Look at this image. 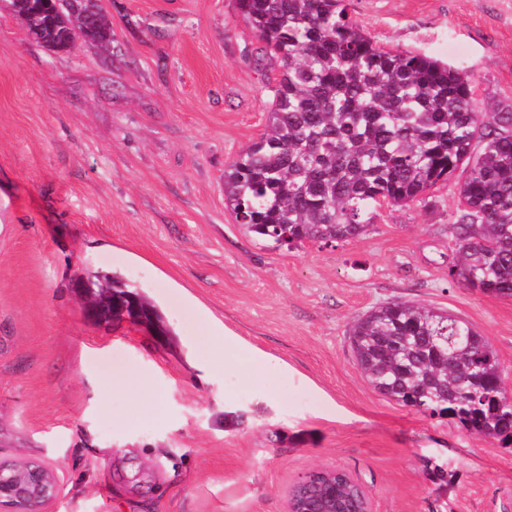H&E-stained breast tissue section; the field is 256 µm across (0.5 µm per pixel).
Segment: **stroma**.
Wrapping results in <instances>:
<instances>
[{"label":"stroma","instance_id":"obj_1","mask_svg":"<svg viewBox=\"0 0 512 512\" xmlns=\"http://www.w3.org/2000/svg\"><path fill=\"white\" fill-rule=\"evenodd\" d=\"M112 44L55 53L0 0V458L55 470L51 512H286L316 469L373 512H512V443L407 408L361 376L354 318L398 300L449 312L496 350L512 392V298L448 277L455 184L378 208L336 246L257 240L224 167L263 133L280 78L236 0H100ZM384 49L469 75L512 111V0H346ZM113 269L172 337L98 322L88 271ZM266 362L246 387L211 346Z\"/></svg>","mask_w":512,"mask_h":512}]
</instances>
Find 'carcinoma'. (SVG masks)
Instances as JSON below:
<instances>
[{"instance_id":"carcinoma-1","label":"carcinoma","mask_w":512,"mask_h":512,"mask_svg":"<svg viewBox=\"0 0 512 512\" xmlns=\"http://www.w3.org/2000/svg\"><path fill=\"white\" fill-rule=\"evenodd\" d=\"M14 10L46 27L43 0ZM264 56L281 63L275 104L259 141L225 165L224 200L254 236L275 244L329 245L367 231L380 203L421 200L457 183L448 225L456 283L512 297V112L486 118L469 76L439 60L379 47L353 21L345 0H237ZM91 35L111 29L95 13ZM93 302L135 299L143 319L166 334L151 301L115 271L88 275ZM479 335L451 313L392 300L359 315L350 345L362 376L404 407L458 419L485 438L512 439V404L501 397L496 351L459 337ZM442 351L435 353L430 343Z\"/></svg>"}]
</instances>
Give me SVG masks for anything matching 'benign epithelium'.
<instances>
[{"label": "benign epithelium", "instance_id": "benign-epithelium-1", "mask_svg": "<svg viewBox=\"0 0 512 512\" xmlns=\"http://www.w3.org/2000/svg\"><path fill=\"white\" fill-rule=\"evenodd\" d=\"M32 37L57 51L74 48L77 36H49L41 31ZM342 469L314 470L298 481L288 494V512H372L369 490L355 483L356 493H336V476ZM59 477L44 466H29L25 462H0V512H48L59 495Z\"/></svg>", "mask_w": 512, "mask_h": 512}]
</instances>
